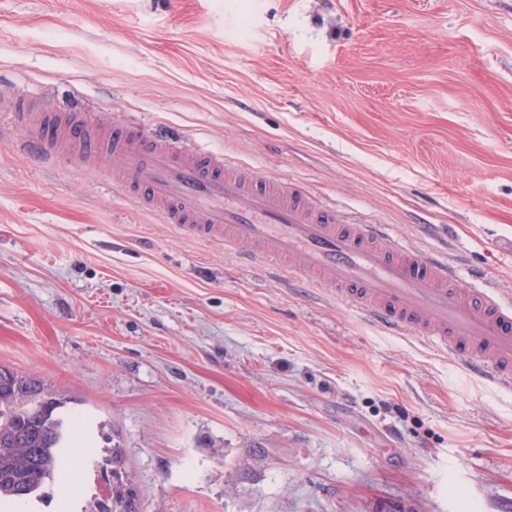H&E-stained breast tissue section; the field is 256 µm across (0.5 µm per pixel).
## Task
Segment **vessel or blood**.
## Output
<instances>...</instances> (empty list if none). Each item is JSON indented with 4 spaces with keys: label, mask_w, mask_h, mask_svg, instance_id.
Masks as SVG:
<instances>
[{
    "label": "vessel or blood",
    "mask_w": 512,
    "mask_h": 512,
    "mask_svg": "<svg viewBox=\"0 0 512 512\" xmlns=\"http://www.w3.org/2000/svg\"><path fill=\"white\" fill-rule=\"evenodd\" d=\"M12 109L23 126H35L42 156H54L62 141L78 167L102 150L122 157L119 183L140 208L236 251L245 262L271 261L336 289L376 324L435 339L471 370L491 372L512 388V302L460 282L447 262L395 242L383 225L346 222L300 184L176 138L146 135L135 124L113 121L103 143L91 136L86 115L35 117L21 98Z\"/></svg>",
    "instance_id": "b4317fda"
}]
</instances>
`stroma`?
<instances>
[{
	"label": "stroma",
	"instance_id": "obj_1",
	"mask_svg": "<svg viewBox=\"0 0 512 512\" xmlns=\"http://www.w3.org/2000/svg\"><path fill=\"white\" fill-rule=\"evenodd\" d=\"M124 116L512 301V0H0V366L96 464L24 512H512V389L23 152L12 99ZM123 458L118 448L112 449V503L111 506L97 505L92 512H137L135 495L121 480Z\"/></svg>",
	"mask_w": 512,
	"mask_h": 512
}]
</instances>
